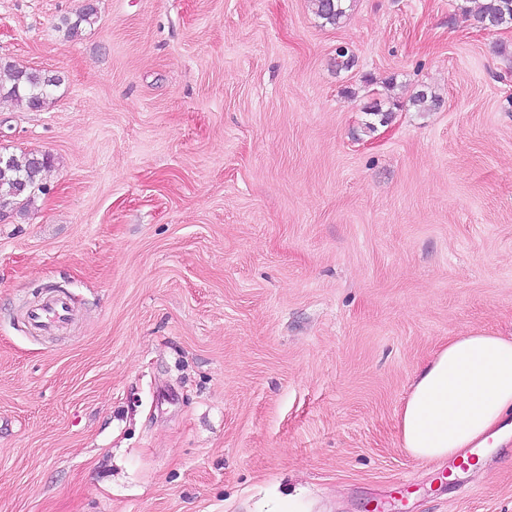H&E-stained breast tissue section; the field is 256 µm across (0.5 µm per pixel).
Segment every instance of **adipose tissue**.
Listing matches in <instances>:
<instances>
[{"mask_svg": "<svg viewBox=\"0 0 512 512\" xmlns=\"http://www.w3.org/2000/svg\"><path fill=\"white\" fill-rule=\"evenodd\" d=\"M511 411L512 337L457 336L415 379L398 414L402 446L425 460L485 448Z\"/></svg>", "mask_w": 512, "mask_h": 512, "instance_id": "obj_1", "label": "adipose tissue"}]
</instances>
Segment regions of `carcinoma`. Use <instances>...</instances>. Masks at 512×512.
<instances>
[{"label": "carcinoma", "instance_id": "cac0c4a2", "mask_svg": "<svg viewBox=\"0 0 512 512\" xmlns=\"http://www.w3.org/2000/svg\"><path fill=\"white\" fill-rule=\"evenodd\" d=\"M349 0H312L314 14L325 24L338 26L348 15ZM477 4L474 19L483 29H496L512 23V0H472ZM62 82L61 76L33 68H18L8 61H0V92L21 102L33 111L42 109L53 88ZM441 99L427 86L415 93L411 104L418 112H430L440 105ZM396 104L374 101L367 112L388 122ZM48 154L10 155L0 163V210L30 207L36 192L42 189V173L51 167Z\"/></svg>", "mask_w": 512, "mask_h": 512}]
</instances>
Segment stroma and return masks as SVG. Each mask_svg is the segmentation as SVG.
Masks as SVG:
<instances>
[{"mask_svg": "<svg viewBox=\"0 0 512 512\" xmlns=\"http://www.w3.org/2000/svg\"><path fill=\"white\" fill-rule=\"evenodd\" d=\"M465 6L0 0V61L63 79L0 97L53 157L0 219V512H512L511 438L451 484L398 434L449 339L512 337V23ZM314 14L331 26H339L348 15L350 0H311ZM68 313L67 303L61 298H49L30 312V319L35 328L47 330L62 321Z\"/></svg>", "mask_w": 512, "mask_h": 512, "instance_id": "1", "label": "stroma"}]
</instances>
